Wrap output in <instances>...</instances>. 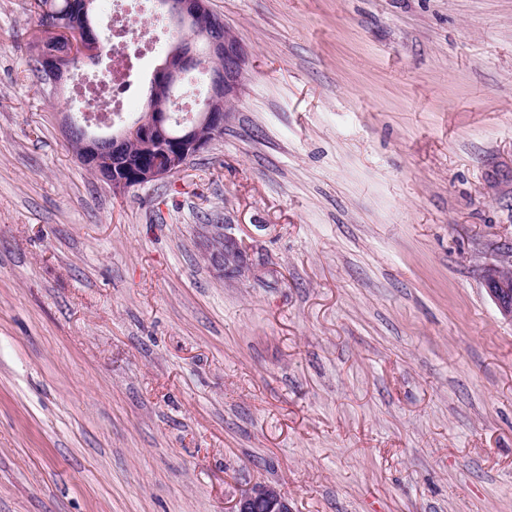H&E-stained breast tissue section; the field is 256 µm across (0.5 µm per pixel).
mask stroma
<instances>
[{
  "instance_id": "35a3bbf8",
  "label": "stroma",
  "mask_w": 512,
  "mask_h": 512,
  "mask_svg": "<svg viewBox=\"0 0 512 512\" xmlns=\"http://www.w3.org/2000/svg\"><path fill=\"white\" fill-rule=\"evenodd\" d=\"M223 133L113 194L0 0V512H512V0H209ZM135 66L126 121L174 44ZM253 268L213 273L203 225ZM486 290L502 315L512 321V268L491 265L485 270ZM229 512H292L281 493L267 483H254Z\"/></svg>"
}]
</instances>
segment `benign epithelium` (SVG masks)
I'll list each match as a JSON object with an SVG mask.
<instances>
[{"label": "benign epithelium", "instance_id": "obj_1", "mask_svg": "<svg viewBox=\"0 0 512 512\" xmlns=\"http://www.w3.org/2000/svg\"><path fill=\"white\" fill-rule=\"evenodd\" d=\"M187 37L174 44L153 80L159 98L150 99L145 111L118 132L103 136L84 132L82 163L93 170L107 166L106 183L120 194L178 173L189 158L209 147L224 130L237 96L246 66V52L224 19L210 12L206 0H155ZM110 52L106 42L93 37L77 55L64 54L44 44L34 49L44 86L59 90L71 78L72 70L96 63ZM192 71L206 76L203 106L187 122H178V133L169 128L178 109L175 86ZM205 257L221 277L245 274L251 268L241 241L223 224H205ZM486 290L502 315L512 321V268L491 265L485 270ZM230 512H291L281 493L267 483H255L238 498Z\"/></svg>", "mask_w": 512, "mask_h": 512}]
</instances>
